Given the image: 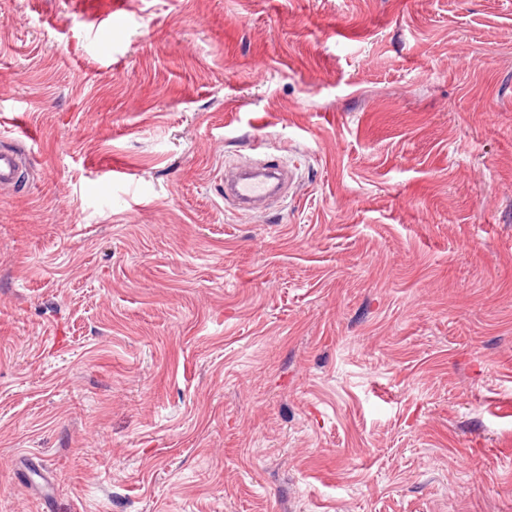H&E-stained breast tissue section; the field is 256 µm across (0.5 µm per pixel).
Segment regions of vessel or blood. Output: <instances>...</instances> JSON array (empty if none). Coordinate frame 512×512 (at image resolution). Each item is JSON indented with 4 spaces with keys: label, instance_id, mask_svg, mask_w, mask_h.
<instances>
[{
    "label": "vessel or blood",
    "instance_id": "obj_1",
    "mask_svg": "<svg viewBox=\"0 0 512 512\" xmlns=\"http://www.w3.org/2000/svg\"><path fill=\"white\" fill-rule=\"evenodd\" d=\"M20 177L17 156L0 150V188ZM288 185L287 167L268 159L234 165L224 170V199L243 215L261 212L281 200Z\"/></svg>",
    "mask_w": 512,
    "mask_h": 512
}]
</instances>
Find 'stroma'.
Listing matches in <instances>:
<instances>
[{
    "instance_id": "stroma-1",
    "label": "stroma",
    "mask_w": 512,
    "mask_h": 512,
    "mask_svg": "<svg viewBox=\"0 0 512 512\" xmlns=\"http://www.w3.org/2000/svg\"><path fill=\"white\" fill-rule=\"evenodd\" d=\"M12 140L0 512H512V0H0ZM254 168L259 171L255 172ZM287 186V167L265 157L255 163L224 169V200L242 215L262 212L277 203L284 197Z\"/></svg>"
}]
</instances>
